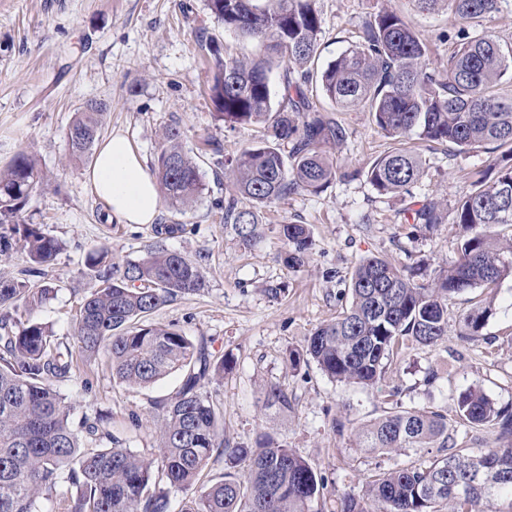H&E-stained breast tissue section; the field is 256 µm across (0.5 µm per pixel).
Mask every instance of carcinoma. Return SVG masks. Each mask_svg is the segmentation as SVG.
<instances>
[{"label": "carcinoma", "mask_w": 512, "mask_h": 512, "mask_svg": "<svg viewBox=\"0 0 512 512\" xmlns=\"http://www.w3.org/2000/svg\"><path fill=\"white\" fill-rule=\"evenodd\" d=\"M208 0L224 27L266 44L288 60L283 76L287 105L273 110L267 58L240 60L214 50L210 86L218 119L233 125L263 124L264 134L227 161L224 177L234 193L259 206L303 189L319 193L336 180L323 148L340 146L346 128L310 104L312 84L339 112H367L386 136L412 137L457 148L499 153L497 177L473 183L455 207L453 223L465 235L460 257L434 271L431 282L414 280L381 257L363 260L348 287L350 302L322 324L299 349L292 368L314 362L329 380L375 387L406 342L434 346L448 336V302L475 288L493 291L512 276V95L501 94L512 67V44L484 31L465 32L448 50L443 70L430 67L429 46L412 24L392 12L365 22L358 43L322 69L315 68L322 19L316 0ZM424 10L444 7L472 22L496 10L497 0H418ZM108 104L78 109L68 131L70 155L87 159L99 140ZM180 130L165 127L154 171L162 196L185 207L204 190L199 168L182 150ZM289 151H284V147ZM422 159L406 148L375 158L362 171L379 193H408L423 176ZM42 183L31 155L21 152L0 172V249L18 246L29 266L26 278L0 277V512H169L170 489L190 494L181 512H321L324 480L293 449L270 433L255 447L232 446L219 425L210 386L224 379L230 359L214 360L207 347L169 327L145 323L165 304L201 292L206 281L196 262L157 243L126 263L116 281L100 274L105 252L89 254L86 267L100 287L75 319L74 345L35 319L14 316L56 292L38 278L62 250V242L19 213ZM413 224L431 230L445 223L447 206L434 199L408 208ZM224 223L250 247L264 233L252 210L224 203ZM283 262L309 264L312 238L304 224H280ZM492 301L463 314L460 335H481ZM86 361L104 355L112 375L128 386H147L176 371L180 389L158 405L160 460L129 449L112 428V416L95 412L73 422L58 384L72 378L73 352ZM262 403L286 414L294 399L278 385L262 389ZM455 418L430 407L395 402L355 431L358 447L381 453L448 447L457 426L496 425L512 437V411L498 408L477 387L461 392ZM224 455L222 479L197 486L214 452ZM512 512V443L498 448H459L419 465L381 472L366 493L346 494L341 512Z\"/></svg>", "instance_id": "cac0c4a2"}]
</instances>
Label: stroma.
Here are the masks:
<instances>
[{
	"label": "stroma",
	"instance_id": "obj_1",
	"mask_svg": "<svg viewBox=\"0 0 512 512\" xmlns=\"http://www.w3.org/2000/svg\"><path fill=\"white\" fill-rule=\"evenodd\" d=\"M317 8L321 67L354 45L363 23L381 11L409 19L434 47L430 63L440 70L452 43L471 29L449 11H421L415 0H317ZM214 46L239 58L264 52L257 40L225 29L207 0H0V169L21 152L35 158L43 183L22 215L64 244L48 268L57 292L30 316L56 336L72 338L84 298L99 286L87 273V256L108 251L117 279L126 262L140 258L156 240L155 224L113 221L86 182L88 163L71 161L66 132L78 108L91 100L108 102L104 135L128 133L150 164L160 130L176 125L205 189L187 207L163 206L156 224L184 225V233L165 244L198 264L206 287L161 307L149 321L205 341L213 356L233 354L234 367L216 387L225 438L247 447L258 432H269L325 477L324 512H340L344 493L363 494L376 474L423 460L411 450L383 454L357 447L355 427L380 416L393 400L451 414L460 392L476 386L495 406L512 408L511 277L495 290L480 337L459 334L462 314L485 296L475 289L450 302L447 337L431 347L408 344L380 387L346 386L330 381L316 365L295 371L287 362L289 350L347 306L351 273L364 259L383 257L419 268L424 283L435 268L454 264L457 225L448 221L426 231L408 223L406 210L412 200L426 198L456 206L477 174L496 173L497 156L411 141L424 162L422 179L410 193L381 195L351 172L394 148V141L368 113H338L348 136L330 152L336 180L323 192L300 189L261 208L239 198V208H258L260 223L269 227L259 243L243 247L216 203L229 194L225 158L258 141L263 128L230 126L215 117L209 91ZM288 223L307 225L312 235L310 263L300 270L280 258L284 243L275 228ZM431 371L436 377L430 381ZM180 383L174 373L147 388L120 384L101 356L81 364L59 391L73 419L111 414L128 447L155 458L156 404L175 396ZM265 384L287 389L294 412L279 416L264 409L259 392Z\"/></svg>",
	"mask_w": 512,
	"mask_h": 512
}]
</instances>
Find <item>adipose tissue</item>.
Wrapping results in <instances>:
<instances>
[{"label": "adipose tissue", "mask_w": 512, "mask_h": 512, "mask_svg": "<svg viewBox=\"0 0 512 512\" xmlns=\"http://www.w3.org/2000/svg\"><path fill=\"white\" fill-rule=\"evenodd\" d=\"M86 181L120 223H154L162 207L153 174L124 133H112L98 145Z\"/></svg>", "instance_id": "1"}]
</instances>
